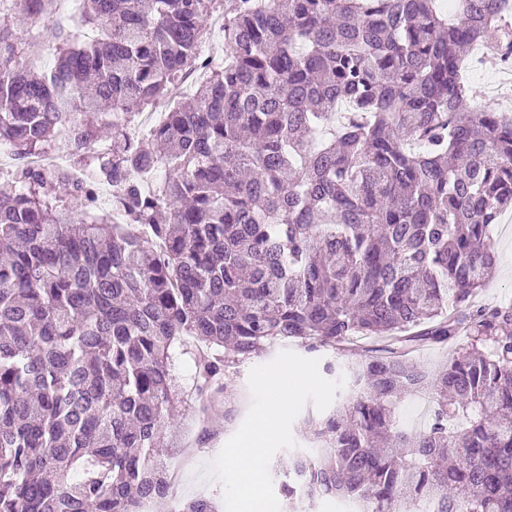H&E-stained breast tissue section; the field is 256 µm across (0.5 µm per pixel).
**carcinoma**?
<instances>
[{"label": "carcinoma", "instance_id": "1", "mask_svg": "<svg viewBox=\"0 0 512 512\" xmlns=\"http://www.w3.org/2000/svg\"><path fill=\"white\" fill-rule=\"evenodd\" d=\"M63 2L0 0V141L23 160L0 168V512L171 497L155 451L180 347L204 404L280 342L371 338L349 392L303 418L291 512H512V306L472 304L512 205V115L462 79L492 31L488 61L512 56V0H452L451 18L438 0H75L89 42L54 23ZM44 35L54 66L20 63ZM161 100L149 148L131 125ZM48 152L92 175L26 162ZM465 327L437 367L412 358ZM406 395L430 404L421 431ZM351 503L336 499L305 500L300 504L301 512H351L354 510Z\"/></svg>", "mask_w": 512, "mask_h": 512}]
</instances>
